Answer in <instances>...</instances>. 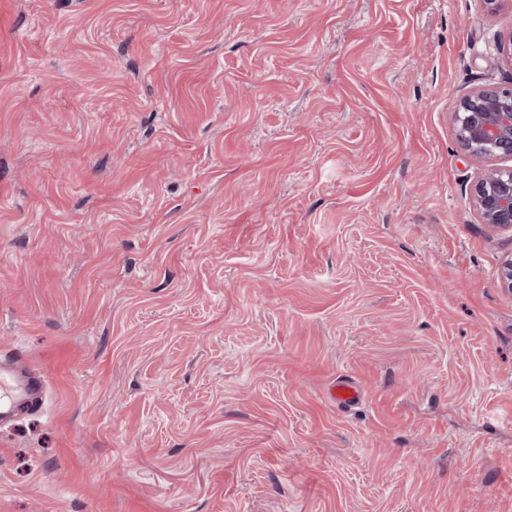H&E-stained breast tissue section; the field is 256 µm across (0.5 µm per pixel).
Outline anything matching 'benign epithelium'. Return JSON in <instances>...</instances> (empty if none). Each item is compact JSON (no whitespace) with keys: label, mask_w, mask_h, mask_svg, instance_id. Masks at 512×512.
<instances>
[{"label":"benign epithelium","mask_w":512,"mask_h":512,"mask_svg":"<svg viewBox=\"0 0 512 512\" xmlns=\"http://www.w3.org/2000/svg\"><path fill=\"white\" fill-rule=\"evenodd\" d=\"M453 121L470 158H511L512 82L470 91L459 101ZM472 200L483 223L512 228V169L487 171L475 185Z\"/></svg>","instance_id":"benign-epithelium-1"}]
</instances>
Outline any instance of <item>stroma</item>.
Returning <instances> with one entry per match:
<instances>
[{
  "label": "stroma",
  "mask_w": 512,
  "mask_h": 512,
  "mask_svg": "<svg viewBox=\"0 0 512 512\" xmlns=\"http://www.w3.org/2000/svg\"><path fill=\"white\" fill-rule=\"evenodd\" d=\"M510 34L486 0H0V357L46 387L0 512H512V229L452 120ZM472 200L484 224L512 228V169L487 171L475 185ZM327 398L338 407L351 408L360 403L361 392L351 380L340 379L328 388Z\"/></svg>",
  "instance_id": "35a3bbf8"
}]
</instances>
